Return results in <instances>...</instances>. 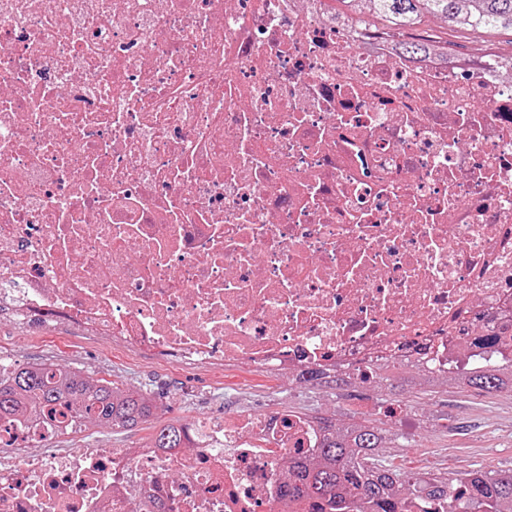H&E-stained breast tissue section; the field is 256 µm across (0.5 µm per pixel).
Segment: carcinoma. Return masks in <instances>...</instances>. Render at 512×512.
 Returning <instances> with one entry per match:
<instances>
[{"label":"carcinoma","mask_w":512,"mask_h":512,"mask_svg":"<svg viewBox=\"0 0 512 512\" xmlns=\"http://www.w3.org/2000/svg\"><path fill=\"white\" fill-rule=\"evenodd\" d=\"M376 18L395 25L397 43L413 60L432 44L406 32L420 26L423 17L440 16L448 23L473 32L498 28L512 30V0H373ZM307 386L333 391L341 396L355 387L352 378L338 372L328 378L311 368L302 371ZM377 387L399 403L417 388L431 392L436 381L424 375L423 382L397 375L385 368L373 376ZM451 388H468L487 394L512 393V370L487 367L464 377H448ZM100 424L135 430L153 417L154 397L133 391L107 379L88 380L81 371L54 364L7 366L0 363V420L24 419L56 423L57 433L71 431L73 411ZM319 442L313 458L288 459L290 478L283 486L292 501H336L341 512H400L407 494L448 498V512H512V471L483 468L463 475L417 476L405 474L378 459V449L391 440L389 420L367 418L342 430L336 422L316 415ZM185 425L170 423L151 437L154 448H182Z\"/></svg>","instance_id":"obj_1"}]
</instances>
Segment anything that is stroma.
Returning a JSON list of instances; mask_svg holds the SVG:
<instances>
[{
	"instance_id": "1",
	"label": "stroma",
	"mask_w": 512,
	"mask_h": 512,
	"mask_svg": "<svg viewBox=\"0 0 512 512\" xmlns=\"http://www.w3.org/2000/svg\"><path fill=\"white\" fill-rule=\"evenodd\" d=\"M421 34L448 44L459 55L491 52L512 55V32H463L425 18ZM0 361L51 363L106 378L128 389H151L157 416L140 429L108 426L77 437L54 440L57 448H127L147 440L156 427L188 423L200 416L260 413L283 406L344 420L374 417L382 393L360 389L339 397L321 390L296 388L286 379L249 367L178 364L148 356L121 342L85 335L74 324L55 322L33 330L0 319ZM402 420L392 422L393 443L379 456L394 468L421 474L431 470L462 474L477 467L512 470V394L474 390H416L405 397Z\"/></svg>"
}]
</instances>
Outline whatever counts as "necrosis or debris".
I'll list each match as a JSON object with an SVG mask.
<instances>
[{
	"mask_svg": "<svg viewBox=\"0 0 512 512\" xmlns=\"http://www.w3.org/2000/svg\"><path fill=\"white\" fill-rule=\"evenodd\" d=\"M330 0H0V306L184 364L362 383L512 318V67ZM313 414L178 454L0 423V512H288Z\"/></svg>",
	"mask_w": 512,
	"mask_h": 512,
	"instance_id": "4bbe7bcc",
	"label": "necrosis or debris"
}]
</instances>
